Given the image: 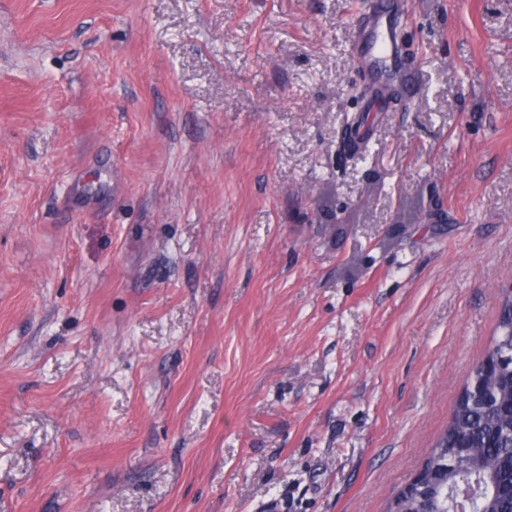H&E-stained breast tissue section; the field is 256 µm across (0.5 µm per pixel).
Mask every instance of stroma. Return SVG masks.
Wrapping results in <instances>:
<instances>
[{
	"label": "stroma",
	"instance_id": "stroma-1",
	"mask_svg": "<svg viewBox=\"0 0 512 512\" xmlns=\"http://www.w3.org/2000/svg\"><path fill=\"white\" fill-rule=\"evenodd\" d=\"M0 0V512H387L512 282V0ZM406 5L405 0L383 1L359 13L354 18V49L356 65L364 76L368 78L373 72L389 67L400 79L401 94L413 96L419 87L403 78L404 61L396 36Z\"/></svg>",
	"mask_w": 512,
	"mask_h": 512
}]
</instances>
